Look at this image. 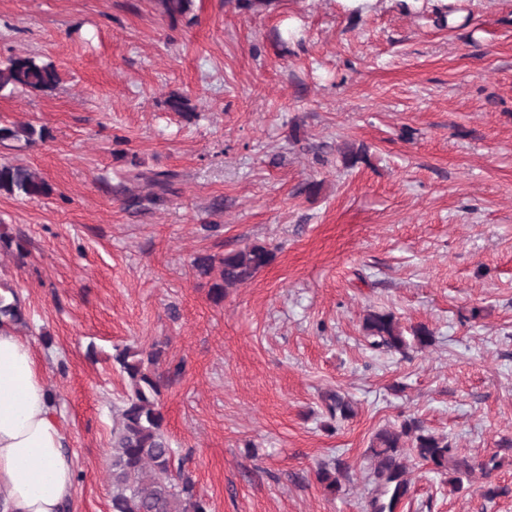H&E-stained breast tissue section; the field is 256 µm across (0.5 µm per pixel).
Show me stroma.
<instances>
[{
    "instance_id": "1",
    "label": "stroma",
    "mask_w": 512,
    "mask_h": 512,
    "mask_svg": "<svg viewBox=\"0 0 512 512\" xmlns=\"http://www.w3.org/2000/svg\"><path fill=\"white\" fill-rule=\"evenodd\" d=\"M30 53L59 82L0 96V123L49 136L0 143V163L52 192L0 195L28 251L0 253V283L56 396L69 512H111L128 391L112 356L155 344L164 425L209 512H368L370 441L410 418L495 467L456 490L408 458L399 512H512V0H452L443 28L432 0H194L175 18L156 0H0V61ZM251 243L272 262L214 302L193 258ZM369 309L432 345L371 349ZM328 391L355 416L330 419Z\"/></svg>"
}]
</instances>
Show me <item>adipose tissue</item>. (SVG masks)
Returning <instances> with one entry per match:
<instances>
[{"label": "adipose tissue", "mask_w": 512, "mask_h": 512, "mask_svg": "<svg viewBox=\"0 0 512 512\" xmlns=\"http://www.w3.org/2000/svg\"><path fill=\"white\" fill-rule=\"evenodd\" d=\"M30 340L0 327V512H60L74 471Z\"/></svg>", "instance_id": "obj_1"}]
</instances>
